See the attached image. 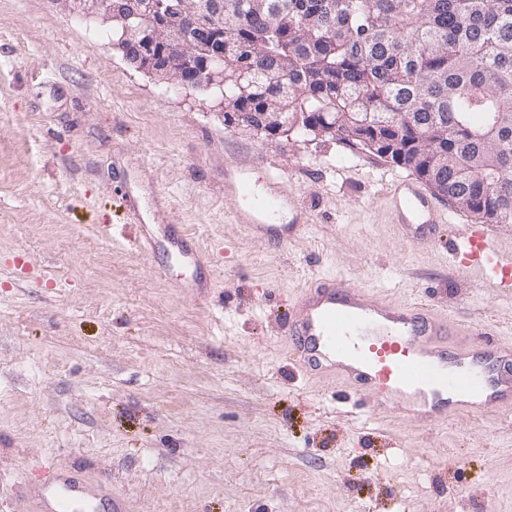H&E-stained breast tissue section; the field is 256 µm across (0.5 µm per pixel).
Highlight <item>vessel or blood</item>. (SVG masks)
Wrapping results in <instances>:
<instances>
[{"mask_svg": "<svg viewBox=\"0 0 512 512\" xmlns=\"http://www.w3.org/2000/svg\"><path fill=\"white\" fill-rule=\"evenodd\" d=\"M224 194L236 200V223L273 234L275 219L288 206L282 179L267 173L253 181L241 164L224 167ZM394 222L408 238L427 242L449 212L409 179L395 178L388 192ZM139 247L186 265H201L202 253L187 235L164 224L138 225ZM458 270L479 269L494 287L512 288V253L500 252L490 234L470 228L454 246ZM294 356L305 368L368 386L375 406H395L407 417L439 423L456 412L482 414L512 408V345L476 339L448 344V322L423 303H398L335 278L317 277L302 290L289 321ZM124 512L110 484H89L64 474L16 501L12 512Z\"/></svg>", "mask_w": 512, "mask_h": 512, "instance_id": "obj_1", "label": "vessel or blood"}]
</instances>
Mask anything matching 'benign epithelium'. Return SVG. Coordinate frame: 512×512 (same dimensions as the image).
<instances>
[{
  "instance_id": "obj_1",
  "label": "benign epithelium",
  "mask_w": 512,
  "mask_h": 512,
  "mask_svg": "<svg viewBox=\"0 0 512 512\" xmlns=\"http://www.w3.org/2000/svg\"><path fill=\"white\" fill-rule=\"evenodd\" d=\"M63 6L82 16H100L109 23L119 21L124 29L125 43L122 50L128 60L140 61L150 56L156 46L178 54L188 62L192 77L187 79L170 65L162 66L154 74L161 81L169 82L186 91L210 88L217 83V74L209 67L208 61L197 58L199 41L208 37L212 26H224V9L216 7L211 23L205 18L207 9L196 0H173L168 16L162 22L153 19V0H140L137 11L129 14L120 12V0H61ZM149 29L148 37L139 38V33Z\"/></svg>"
}]
</instances>
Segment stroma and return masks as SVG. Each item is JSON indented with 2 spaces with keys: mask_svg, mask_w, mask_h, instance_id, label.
I'll list each match as a JSON object with an SVG mask.
<instances>
[{
  "mask_svg": "<svg viewBox=\"0 0 512 512\" xmlns=\"http://www.w3.org/2000/svg\"><path fill=\"white\" fill-rule=\"evenodd\" d=\"M228 162L281 176L307 218L290 241L235 223ZM117 169L138 207L117 206ZM407 174L336 139L228 128L207 92L129 64L109 23L0 0V512L70 468L108 476L125 512H512V410L407 420L292 360L288 315L322 274L425 302L450 344L512 342V291L452 263L475 217L442 197L431 242L395 224L386 187ZM145 216L204 268L134 250ZM199 275L214 287H188Z\"/></svg>",
  "mask_w": 512,
  "mask_h": 512,
  "instance_id": "obj_1",
  "label": "stroma"
}]
</instances>
